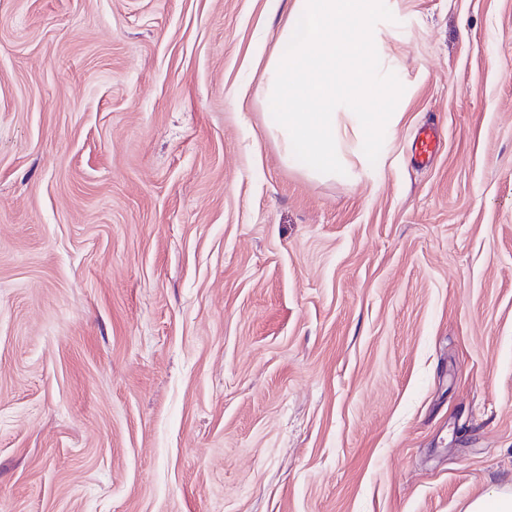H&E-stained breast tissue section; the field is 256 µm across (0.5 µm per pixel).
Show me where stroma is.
<instances>
[{
  "instance_id": "obj_1",
  "label": "stroma",
  "mask_w": 512,
  "mask_h": 512,
  "mask_svg": "<svg viewBox=\"0 0 512 512\" xmlns=\"http://www.w3.org/2000/svg\"><path fill=\"white\" fill-rule=\"evenodd\" d=\"M283 9L0 0V512L512 489V0H383L404 116L336 181L265 133Z\"/></svg>"
}]
</instances>
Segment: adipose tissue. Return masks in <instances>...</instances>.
<instances>
[{"instance_id": "ef3b65f1", "label": "adipose tissue", "mask_w": 512, "mask_h": 512, "mask_svg": "<svg viewBox=\"0 0 512 512\" xmlns=\"http://www.w3.org/2000/svg\"><path fill=\"white\" fill-rule=\"evenodd\" d=\"M382 0H291L258 95L268 136L289 167L315 178L349 174L382 157L407 95L379 51Z\"/></svg>"}]
</instances>
